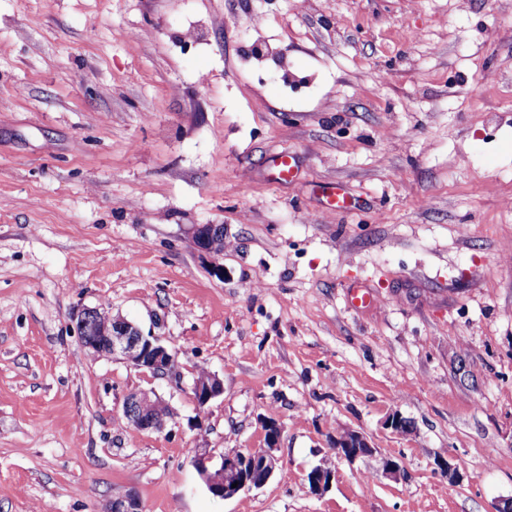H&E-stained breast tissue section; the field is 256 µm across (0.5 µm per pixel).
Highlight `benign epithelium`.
Wrapping results in <instances>:
<instances>
[{
  "instance_id": "obj_1",
  "label": "benign epithelium",
  "mask_w": 512,
  "mask_h": 512,
  "mask_svg": "<svg viewBox=\"0 0 512 512\" xmlns=\"http://www.w3.org/2000/svg\"><path fill=\"white\" fill-rule=\"evenodd\" d=\"M215 225L202 224L194 228L193 239L201 260L207 264L209 272L222 279L224 265L219 254L206 246L213 234ZM87 313L77 316L79 336L83 346L98 355H116L154 376H166L173 372L175 354L172 348L161 343L152 335H144L131 322L119 315L111 316L94 336L86 333ZM224 394V382L216 374L204 382L194 380L193 395L199 409H204L212 400ZM169 406L153 391L140 390L129 394L123 406L126 418L142 431H161L172 420L168 414ZM265 447L253 448L245 452L231 451L222 454L219 464H213L214 455L208 448H199L194 456V466L208 491L215 497L229 500L240 492L252 488H261L273 477L278 464L274 454L280 437V425L269 420L263 423ZM336 454L349 462L363 458L378 459V471L389 478L401 476V467L397 461L378 452L368 437L359 431L345 429L336 435L332 443ZM438 472L448 478V482H460L461 474L450 458L436 461ZM336 479L335 470L325 466H316L307 475L310 492L321 496L332 486ZM237 487H232V484ZM108 512H142L139 499L129 494L112 500Z\"/></svg>"
}]
</instances>
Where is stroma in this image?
I'll list each match as a JSON object with an SVG mask.
<instances>
[{
    "label": "stroma",
    "instance_id": "obj_1",
    "mask_svg": "<svg viewBox=\"0 0 512 512\" xmlns=\"http://www.w3.org/2000/svg\"><path fill=\"white\" fill-rule=\"evenodd\" d=\"M335 186L351 209H328ZM198 224L224 227L223 277ZM105 305L172 344V374L83 346L77 315ZM202 368L224 394L201 411ZM150 389L175 413L160 432L123 412ZM268 420L274 476L213 497L195 449L262 447ZM344 428L403 477L337 456ZM130 493L143 512L512 498V0H0V512ZM215 224H202L194 228L193 239L196 245V250L201 260L207 264L209 272L218 278L224 275V265L220 263V255L217 253H224V233L218 237L215 244V253L209 246H206L208 238L213 234ZM335 479V470L325 466H316L307 475L310 492L316 496L327 492Z\"/></svg>",
    "mask_w": 512,
    "mask_h": 512
}]
</instances>
